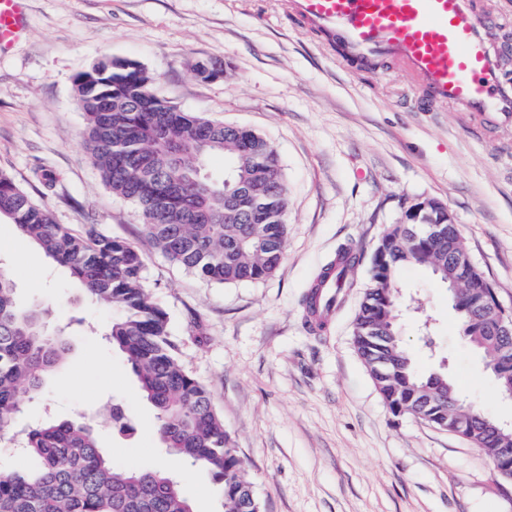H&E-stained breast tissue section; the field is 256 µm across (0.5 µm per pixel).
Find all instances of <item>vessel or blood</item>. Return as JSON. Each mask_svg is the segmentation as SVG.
<instances>
[{
    "label": "vessel or blood",
    "mask_w": 512,
    "mask_h": 512,
    "mask_svg": "<svg viewBox=\"0 0 512 512\" xmlns=\"http://www.w3.org/2000/svg\"><path fill=\"white\" fill-rule=\"evenodd\" d=\"M341 44L346 60L368 68L393 60L434 99L512 123V85L501 80L483 37L485 15L470 0H291ZM25 0H0V53L26 32Z\"/></svg>",
    "instance_id": "1"
}]
</instances>
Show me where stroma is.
Listing matches in <instances>:
<instances>
[{"label":"stroma","instance_id":"obj_1","mask_svg":"<svg viewBox=\"0 0 512 512\" xmlns=\"http://www.w3.org/2000/svg\"><path fill=\"white\" fill-rule=\"evenodd\" d=\"M473 5L512 70V0ZM26 23L0 54V169L58 223L94 224L138 247L146 284L186 367L209 388L262 512H512V480L463 439L393 416L353 345L373 252L424 199L447 206L472 261L512 305V125L430 98L392 60L357 69L287 0H28ZM105 58L142 64L153 93L180 111L273 143L288 187L286 251L273 277L222 286L186 272L144 235L137 208L105 186L83 144L73 86ZM202 59L223 63V77L199 78L193 65ZM40 166L56 176L52 189L35 183ZM345 246L361 259L326 327L312 330L304 300ZM0 270L21 303L82 319L42 394L22 395L16 431L47 416L90 418L116 402L134 430L98 426L113 462L146 467L163 458L156 411L103 335L111 311L4 217ZM398 285L418 369L431 370L439 354L467 401L511 420L512 402L459 336L446 286L414 265L399 271ZM425 320L429 349L416 343ZM181 482L194 512H224L210 474L187 468Z\"/></svg>","mask_w":512,"mask_h":512}]
</instances>
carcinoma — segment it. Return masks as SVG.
I'll return each mask as SVG.
<instances>
[{
    "mask_svg": "<svg viewBox=\"0 0 512 512\" xmlns=\"http://www.w3.org/2000/svg\"><path fill=\"white\" fill-rule=\"evenodd\" d=\"M153 76L140 63L103 59L74 79L86 116L85 145L102 181L143 218L145 236L174 264L217 284L271 277L285 253L288 224L284 168L273 144L244 127H229L188 112H159L151 97ZM222 155L231 186L272 191L259 208L224 210V179L206 176L209 159ZM202 203L213 220L184 224L183 199ZM16 224L95 302L117 313L104 331L136 375L141 395L157 412L156 436L166 453L209 471L220 484L224 512H254L258 503L246 466L224 431L209 389L183 364L169 332L167 312L145 285L144 262L129 241L91 225L82 231L59 224L14 178L0 171V217ZM447 214L421 215L415 224H396L380 241L371 267V287L355 322L353 337L382 401L397 416L421 415L430 423L464 410L473 419L469 443L497 462L512 439L498 437L493 418L462 398L440 368L419 373L399 327L397 274L425 267L448 279V243L426 235L425 225ZM358 260L345 247L305 299L323 327L328 309L339 304L346 277ZM463 340L491 365L496 345L477 317L455 307ZM64 327L49 328L40 309L16 298V285L0 271V437L13 434L20 412L19 389L32 397L60 367L68 351ZM79 412L70 420H46L21 434L20 454L34 466L0 471V512H194L178 475L168 470L118 466L99 446Z\"/></svg>",
    "mask_w": 512,
    "mask_h": 512,
    "instance_id": "obj_1",
    "label": "carcinoma"
}]
</instances>
